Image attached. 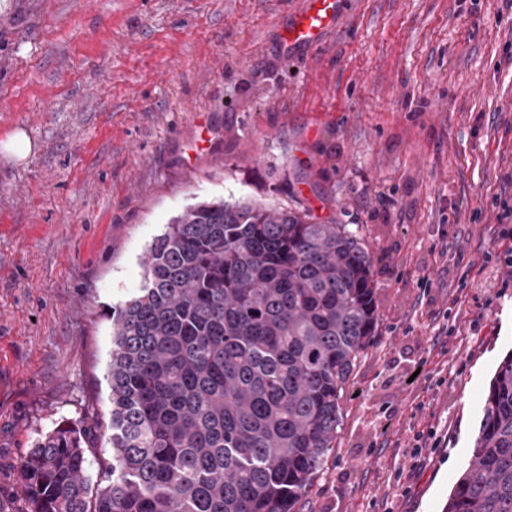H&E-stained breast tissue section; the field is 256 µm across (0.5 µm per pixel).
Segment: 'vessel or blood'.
Returning a JSON list of instances; mask_svg holds the SVG:
<instances>
[{
	"instance_id": "b4317fda",
	"label": "vessel or blood",
	"mask_w": 512,
	"mask_h": 512,
	"mask_svg": "<svg viewBox=\"0 0 512 512\" xmlns=\"http://www.w3.org/2000/svg\"><path fill=\"white\" fill-rule=\"evenodd\" d=\"M346 9L347 0H302L283 28L282 46L290 51L318 48Z\"/></svg>"
}]
</instances>
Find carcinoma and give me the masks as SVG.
I'll list each match as a JSON object with an SVG mask.
<instances>
[{"label": "carcinoma", "instance_id": "obj_1", "mask_svg": "<svg viewBox=\"0 0 512 512\" xmlns=\"http://www.w3.org/2000/svg\"><path fill=\"white\" fill-rule=\"evenodd\" d=\"M112 308L107 482L59 423L19 465L28 512H296L378 323L358 230L248 200L188 206ZM445 512H512V353Z\"/></svg>", "mask_w": 512, "mask_h": 512}]
</instances>
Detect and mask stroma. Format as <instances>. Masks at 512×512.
<instances>
[{"label": "stroma", "instance_id": "stroma-1", "mask_svg": "<svg viewBox=\"0 0 512 512\" xmlns=\"http://www.w3.org/2000/svg\"><path fill=\"white\" fill-rule=\"evenodd\" d=\"M301 0H0V512L58 423L95 437L113 306L206 199L360 225L379 320L297 512H444L512 351V287L476 259L512 197V0H352L286 51ZM1 150L13 160L23 162L32 154L33 142L24 131L18 130L4 142L0 141Z\"/></svg>", "mask_w": 512, "mask_h": 512}]
</instances>
